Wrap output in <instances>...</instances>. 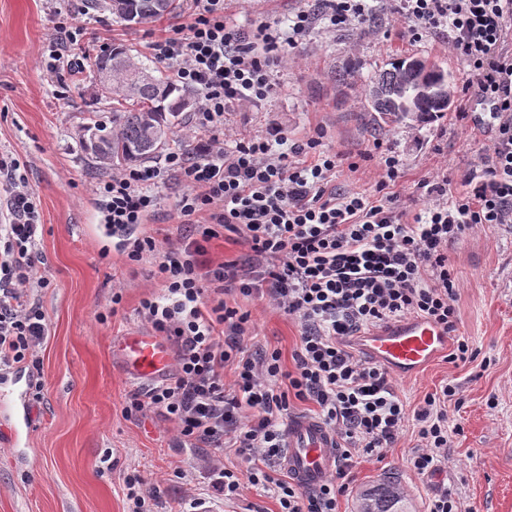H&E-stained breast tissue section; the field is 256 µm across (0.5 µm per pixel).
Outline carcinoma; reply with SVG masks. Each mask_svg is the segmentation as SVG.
Segmentation results:
<instances>
[{"label":"carcinoma","mask_w":512,"mask_h":512,"mask_svg":"<svg viewBox=\"0 0 512 512\" xmlns=\"http://www.w3.org/2000/svg\"><path fill=\"white\" fill-rule=\"evenodd\" d=\"M130 6L139 18V24H149L173 14L177 0H131ZM409 57L391 60L390 68L371 81L377 93H368L369 111L378 113L381 127L399 124H421L448 111L451 103L442 100L443 86L454 87L448 69L439 62L419 58L421 75L431 92H420L417 80L405 77ZM112 66L115 83L108 89L98 85L101 96L112 100V120L102 123L95 119L87 126L89 141L84 150L96 163H118L140 166L159 156L169 143L174 129L181 125L185 112L193 105V94L165 75L132 61L129 50L114 46L98 52L91 58L90 71L98 74ZM358 512H410L398 480L388 477L361 491Z\"/></svg>","instance_id":"carcinoma-1"}]
</instances>
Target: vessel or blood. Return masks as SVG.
Returning a JSON list of instances; mask_svg holds the SVG:
<instances>
[{
  "label": "vessel or blood",
  "instance_id": "1",
  "mask_svg": "<svg viewBox=\"0 0 512 512\" xmlns=\"http://www.w3.org/2000/svg\"><path fill=\"white\" fill-rule=\"evenodd\" d=\"M359 347L374 362L402 377H414L447 354L448 334L424 318H411L360 333ZM122 371L140 381L166 379L172 372L173 355L168 341L152 332L120 337L112 345ZM278 467L303 489L323 484L336 470V436L320 420L310 416L289 419L283 431Z\"/></svg>",
  "mask_w": 512,
  "mask_h": 512
}]
</instances>
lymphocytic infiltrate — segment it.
<instances>
[{
	"label": "lymphocytic infiltrate",
	"mask_w": 512,
	"mask_h": 512,
	"mask_svg": "<svg viewBox=\"0 0 512 512\" xmlns=\"http://www.w3.org/2000/svg\"><path fill=\"white\" fill-rule=\"evenodd\" d=\"M186 3L188 23L151 50L200 96L187 133L190 149L168 153L156 166L115 170L96 188L103 223L124 238V261L154 257L152 275L164 292L143 298L138 315L176 348L173 376L131 395L124 416L156 413L176 423L182 443L232 449L245 467L213 460L206 473L211 493L235 500L245 486L260 487L278 512H337L357 457L383 456L409 425L420 442L413 469L438 471L448 460V403L456 386L443 384L407 410L387 369L358 357L350 340L413 316L455 335L450 363L477 357L457 335L459 283L448 246L479 225L512 224V0H387L401 38L446 35L465 69L460 93L482 106L479 122L489 136L462 176V191L449 195L444 178L425 181L424 208L416 215L396 193L404 161L381 141L364 154L378 171L365 194L336 189L337 169L354 172L359 164L326 148L320 130L279 153L270 138L224 129L231 107L274 93L282 47H297L319 24L370 29L367 0H305L287 33L265 21L240 31L227 20L224 0ZM79 33L76 15L66 13L50 43L51 72H81L73 53ZM19 168L16 159L0 156L8 217L0 225V372L39 368L48 335L31 298L33 289L48 285L38 274L39 215ZM173 177L184 186L175 211L183 233L159 240L139 232L156 213L154 187ZM223 232L236 235L246 251L209 264L206 245ZM232 294L267 300L298 323L292 367L277 350L247 347L251 315L228 305ZM297 400L313 404L336 435V472L313 490L274 474Z\"/></svg>",
	"instance_id": "f902f5d3"
}]
</instances>
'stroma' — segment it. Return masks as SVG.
Masks as SVG:
<instances>
[{
    "instance_id": "35a3bbf8",
    "label": "stroma",
    "mask_w": 512,
    "mask_h": 512,
    "mask_svg": "<svg viewBox=\"0 0 512 512\" xmlns=\"http://www.w3.org/2000/svg\"><path fill=\"white\" fill-rule=\"evenodd\" d=\"M300 5L227 0L225 12L246 30L259 20L285 30ZM55 7V0H0V154L19 160L35 198L44 259L38 273L50 281L34 293L49 324L40 351L43 399L18 441L10 439L12 410L0 403V512H126L122 477L129 469L161 485L159 512H178L202 486L172 481L170 474L196 467L207 451L180 443L175 423L161 415L128 419L122 413L129 396L148 384L123 374L112 339L145 330L137 308L162 284L150 276L151 259L124 263L120 236L101 222L95 196L101 177L92 173L82 139L87 117L111 120L112 104L101 98L90 71L61 77L47 71ZM373 10L372 36L356 27L315 28L297 49L284 52L275 94L231 108L224 125L292 142L318 128L326 147L351 156L381 140L405 159L404 196H420V182L437 174L458 183L485 140L481 129L462 130L450 111L420 126L381 130L366 95L370 80L396 54L436 57L457 79L463 64L449 54L444 36L400 40L384 0H375ZM182 21L178 13L132 28L107 11L82 14L78 54L85 61L100 48L121 45L151 65L149 43ZM340 70L350 71V79L337 81ZM448 253L459 280V334L478 359L459 366L442 359L417 376L393 379L411 410L442 383L456 386L459 399L448 405V464L438 477L417 474L410 464L417 437L405 429L384 458L358 459L338 512H355L359 492L388 476L398 479L413 512H427L443 488L455 494L461 512H512V224L479 226L449 244ZM116 285L124 289L117 308L111 303ZM234 303L250 313L258 340L292 366L297 322L257 298L238 296Z\"/></svg>"
}]
</instances>
